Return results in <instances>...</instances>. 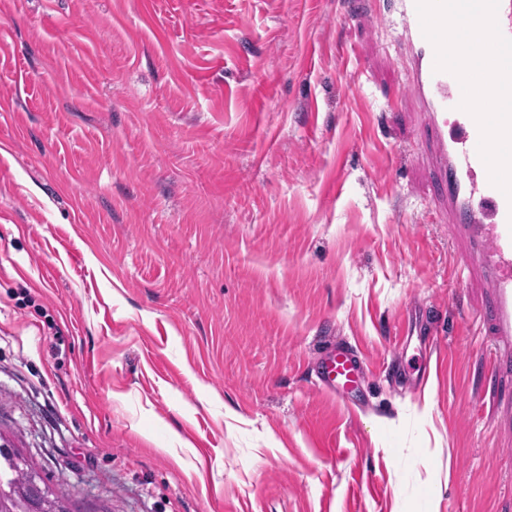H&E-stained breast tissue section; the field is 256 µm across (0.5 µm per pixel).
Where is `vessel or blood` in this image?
Listing matches in <instances>:
<instances>
[{"label": "vessel or blood", "instance_id": "1", "mask_svg": "<svg viewBox=\"0 0 512 512\" xmlns=\"http://www.w3.org/2000/svg\"><path fill=\"white\" fill-rule=\"evenodd\" d=\"M396 13L411 58L410 90L430 116L426 132L445 187L441 199L448 222L491 288L488 318L499 338L494 367L512 378V201L489 180L478 155L479 128L459 107V81L434 69L435 50L423 34L415 0H396ZM316 368L324 387L340 402L361 372L357 352L349 348H327L318 356Z\"/></svg>", "mask_w": 512, "mask_h": 512}]
</instances>
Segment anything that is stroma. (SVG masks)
I'll list each match as a JSON object with an SVG mask.
<instances>
[{
	"instance_id": "1",
	"label": "stroma",
	"mask_w": 512,
	"mask_h": 512,
	"mask_svg": "<svg viewBox=\"0 0 512 512\" xmlns=\"http://www.w3.org/2000/svg\"><path fill=\"white\" fill-rule=\"evenodd\" d=\"M390 7L0 0V435L79 507L512 512ZM316 368L324 387L342 403L346 397L344 391L356 382L361 372L357 351L349 348H327L318 356Z\"/></svg>"
}]
</instances>
